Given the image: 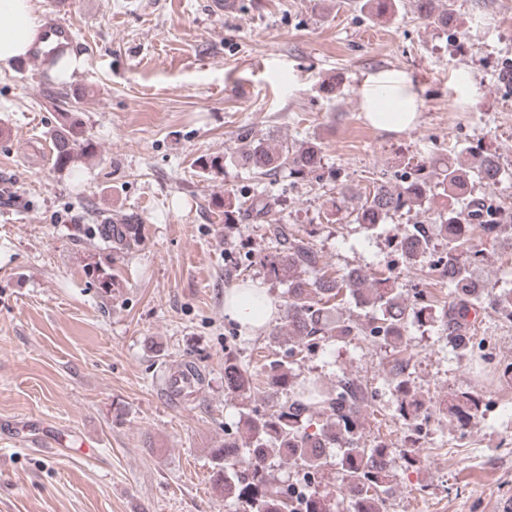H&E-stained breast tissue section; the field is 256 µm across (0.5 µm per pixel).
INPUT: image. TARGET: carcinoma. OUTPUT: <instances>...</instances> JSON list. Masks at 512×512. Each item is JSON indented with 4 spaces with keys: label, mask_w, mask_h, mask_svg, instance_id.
Returning <instances> with one entry per match:
<instances>
[{
    "label": "carcinoma",
    "mask_w": 512,
    "mask_h": 512,
    "mask_svg": "<svg viewBox=\"0 0 512 512\" xmlns=\"http://www.w3.org/2000/svg\"><path fill=\"white\" fill-rule=\"evenodd\" d=\"M399 0H363L361 8L370 16L395 15ZM418 18L441 29L448 28L451 4L441 0H411ZM55 167L71 170L95 154L92 140L85 136L83 123L75 112L59 113L51 132ZM234 160L247 171L276 176L286 172L299 177L323 168V147L318 139L298 146L269 145L246 131ZM416 164L402 183L374 182L365 201L356 209L355 222L374 232L395 216L433 211L427 224L416 220L399 233L400 252L409 267L428 261L435 249L434 239L443 241L434 272L448 286L442 306L423 289L408 294L391 276L369 278L361 270L331 272L310 236L299 235L286 224H274L273 205L254 197L247 207L224 199V223H235L241 211L252 221L267 225L279 249L267 261L271 277L286 286L283 338L277 340L283 355L264 366L267 388L285 395L272 412L252 405L253 375L231 357L224 358V387L236 395L242 406L234 437L211 451L212 477L224 500L237 512H294L283 496L281 481L271 473L275 460H286L301 470H320L327 465L326 449L340 448L336 486L333 494H309L304 512H383L394 480L390 458L399 454L411 465L419 449L407 440L400 448L361 441L359 428L374 393L361 380L342 376L328 387L316 378L301 379L296 356L330 341L345 342L352 336H380L393 358L388 373L397 411L406 429L430 417L447 418L465 427L482 414L481 397L462 393L437 406L419 400L412 389L406 336L415 324L435 327L448 336V343L469 351L476 335L480 313L512 308V283L486 284L474 275L484 250L473 243L471 232L479 228L498 235L502 224L497 210L481 195H472L479 182L491 187L505 180L498 157L462 150L446 161ZM98 237L126 248L140 241L142 224L126 216L110 224L97 225ZM347 302L363 312L366 322L357 323L339 311Z\"/></svg>",
    "instance_id": "cac0c4a2"
}]
</instances>
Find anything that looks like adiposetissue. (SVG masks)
<instances>
[{"label": "adipose tissue", "instance_id": "obj_1", "mask_svg": "<svg viewBox=\"0 0 512 512\" xmlns=\"http://www.w3.org/2000/svg\"><path fill=\"white\" fill-rule=\"evenodd\" d=\"M43 38V21L34 0H0V70L25 60ZM362 109L374 127L399 132L416 123L419 102L406 77L388 72L363 89ZM278 311L277 300L269 294L258 309L240 305L237 289H229L224 296L225 315L253 333L271 322Z\"/></svg>", "mask_w": 512, "mask_h": 512}]
</instances>
